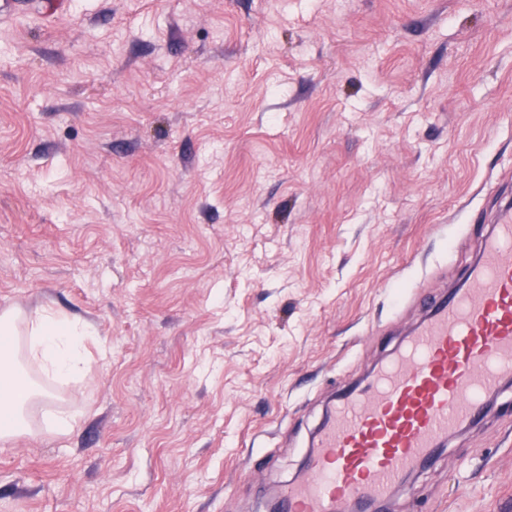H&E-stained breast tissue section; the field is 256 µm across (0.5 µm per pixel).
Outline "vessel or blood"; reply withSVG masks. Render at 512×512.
I'll return each mask as SVG.
<instances>
[{"mask_svg":"<svg viewBox=\"0 0 512 512\" xmlns=\"http://www.w3.org/2000/svg\"><path fill=\"white\" fill-rule=\"evenodd\" d=\"M512 377V208H504L462 288L431 302L426 319L372 389L340 397L303 479L282 492L284 512H343L384 500L475 419Z\"/></svg>","mask_w":512,"mask_h":512,"instance_id":"1","label":"vessel or blood"}]
</instances>
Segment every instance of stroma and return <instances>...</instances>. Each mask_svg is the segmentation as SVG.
<instances>
[{
    "label": "stroma",
    "instance_id": "stroma-1",
    "mask_svg": "<svg viewBox=\"0 0 512 512\" xmlns=\"http://www.w3.org/2000/svg\"><path fill=\"white\" fill-rule=\"evenodd\" d=\"M63 2L0 15V311L95 336L0 512H268L512 191V0ZM384 507L512 512V388Z\"/></svg>",
    "mask_w": 512,
    "mask_h": 512
}]
</instances>
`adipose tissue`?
<instances>
[{
	"label": "adipose tissue",
	"instance_id": "ef3b65f1",
	"mask_svg": "<svg viewBox=\"0 0 512 512\" xmlns=\"http://www.w3.org/2000/svg\"><path fill=\"white\" fill-rule=\"evenodd\" d=\"M26 323L29 357L43 373L59 380H74L83 375L86 326L50 311L38 312ZM40 395L36 384L22 377L17 359L7 353L0 355V416L6 421L0 429L1 439L14 435L15 423L25 420L27 404Z\"/></svg>",
	"mask_w": 512,
	"mask_h": 512
}]
</instances>
